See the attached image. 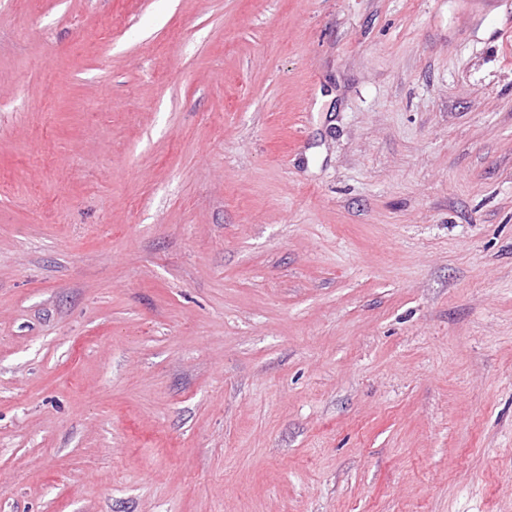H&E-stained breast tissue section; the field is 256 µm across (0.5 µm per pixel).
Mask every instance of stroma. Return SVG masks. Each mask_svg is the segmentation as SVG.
Masks as SVG:
<instances>
[{
  "instance_id": "35a3bbf8",
  "label": "stroma",
  "mask_w": 512,
  "mask_h": 512,
  "mask_svg": "<svg viewBox=\"0 0 512 512\" xmlns=\"http://www.w3.org/2000/svg\"><path fill=\"white\" fill-rule=\"evenodd\" d=\"M0 512H512V0H0Z\"/></svg>"
}]
</instances>
